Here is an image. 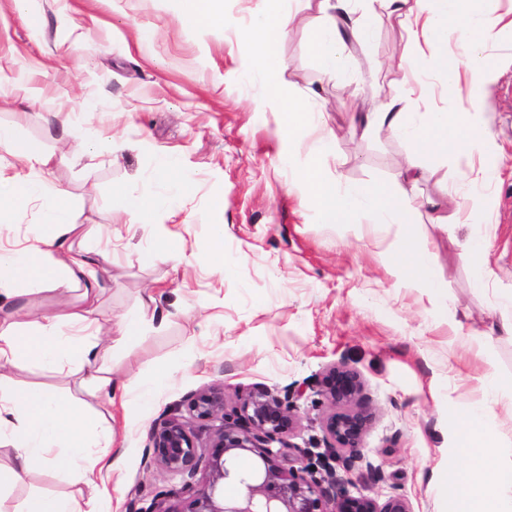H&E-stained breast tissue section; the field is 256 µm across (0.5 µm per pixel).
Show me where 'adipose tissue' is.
<instances>
[{"instance_id":"ef3b65f1","label":"adipose tissue","mask_w":512,"mask_h":512,"mask_svg":"<svg viewBox=\"0 0 512 512\" xmlns=\"http://www.w3.org/2000/svg\"><path fill=\"white\" fill-rule=\"evenodd\" d=\"M279 0L255 19L252 44L265 63L264 74L273 77L279 67L274 47L293 24V16L280 11ZM355 0H315L319 23L313 44L319 63L330 73L340 69L348 37L344 14ZM483 0H381L387 15L402 18L412 48L398 68L402 73L405 100H392L378 112H356L352 131L366 137L387 129L409 140L414 151L401 168L396 183L348 184L340 176L327 174L319 165L308 167L304 178L316 206L328 224H351L368 215L375 224L409 225L413 211L411 190L426 171L420 162L424 153L455 154L469 145L477 124L479 102L473 91L485 79L482 57L484 44L500 24L497 17L483 12ZM468 43L466 72L444 65L443 73L451 101L448 109L417 111L415 85L426 55H438L453 35ZM7 143L13 154L29 169L16 176L9 198L0 199V222L33 201L50 206L49 230L33 242L13 250L0 249V297L19 296L20 286L38 292L78 291L79 298L35 322H12L0 327V381L6 371L19 365H35L55 373L72 369L87 371V385L104 397L112 394V371L98 361V337L102 326L93 319L94 303L105 288L106 268L99 251L86 247L90 233L71 215L63 191L48 192L42 179L51 158L39 148L14 140L10 130L0 128V144ZM121 211L132 219L147 221L152 239L144 250L147 263L159 259L182 262L184 246L179 237L150 223L152 202L142 193L122 192ZM485 401L473 406L463 417L457 437L463 450L461 460L449 463L440 473L441 481L457 490L454 512H512V461H503L498 442L500 421L491 401L504 382L486 377ZM7 434L16 453L13 479L36 467L67 465L84 477L97 472L116 473L120 460L112 456L113 434L97 432L93 420L72 400L29 388L7 391L0 388V434ZM112 495L105 486L96 487L86 502L58 497H37L19 512H110Z\"/></svg>"}]
</instances>
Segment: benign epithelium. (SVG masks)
<instances>
[{
    "label": "benign epithelium",
    "instance_id": "obj_1",
    "mask_svg": "<svg viewBox=\"0 0 512 512\" xmlns=\"http://www.w3.org/2000/svg\"><path fill=\"white\" fill-rule=\"evenodd\" d=\"M360 374L344 364L328 366L315 384L326 406L322 429L328 454L319 463L299 464L289 438L299 429L298 406L266 387L236 394L228 405L224 386L197 390L185 400V409L156 420L151 428L149 465L183 479L178 497L154 500L145 512H413L402 495L384 500L346 495L336 489L330 461L337 449H346L344 467L373 464L360 453L373 412L362 403ZM220 422L205 443L193 425ZM279 447H274V444ZM257 458L248 469L243 457ZM231 484L236 492L224 495Z\"/></svg>",
    "mask_w": 512,
    "mask_h": 512
}]
</instances>
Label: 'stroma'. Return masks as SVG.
<instances>
[{
	"mask_svg": "<svg viewBox=\"0 0 512 512\" xmlns=\"http://www.w3.org/2000/svg\"><path fill=\"white\" fill-rule=\"evenodd\" d=\"M265 7V0H223L222 22L190 26L187 0H28L23 13L14 0H0V126L52 154L48 182L66 191L75 221L94 229L89 246L105 248L103 230L116 222L126 190L152 197V223L178 235L188 257L144 264L148 237L138 229L105 262L107 286L94 304L101 323L138 316L150 297L168 317L137 336L102 341L115 383L170 367L171 379L149 402L119 394L109 405L81 375L27 365L11 371L12 385L78 400L112 425L124 472L118 512H128L180 490L181 477L145 462L150 429L208 385H224L230 399L256 386L301 392L298 455L324 453L326 408L312 387L327 365L342 362L361 374L374 420L362 449L367 463L337 469L340 490L401 494L414 512H451L455 489L432 476L458 457V419L483 400L486 373L512 379V341L482 338L512 291V32L483 51L479 146L421 157L429 176L414 192L413 235L440 258V307L405 283L411 268L398 250L400 225L323 222L303 180L318 132L279 129L277 92L296 99L318 91L316 109L337 135L323 167L348 183L394 182L410 143L384 129L354 136L351 112L357 103L379 111L399 95L403 23L386 15L369 36L348 40L342 69L329 76L310 41L316 10L282 0L300 20L278 46L281 67L270 81L248 47L251 22ZM164 161L177 164L185 191L155 181ZM481 169L503 176L472 188ZM449 188L473 193L467 224L431 223V201ZM218 197L224 205L216 209ZM46 222L44 203L32 202L0 223V247L40 234ZM215 224L224 227L220 276L204 263ZM473 232L494 244V276L482 291L459 258ZM91 492L66 469L39 468L15 485L6 506L33 494L83 501Z\"/></svg>",
	"mask_w": 512,
	"mask_h": 512,
	"instance_id": "35a3bbf8",
	"label": "stroma"
}]
</instances>
